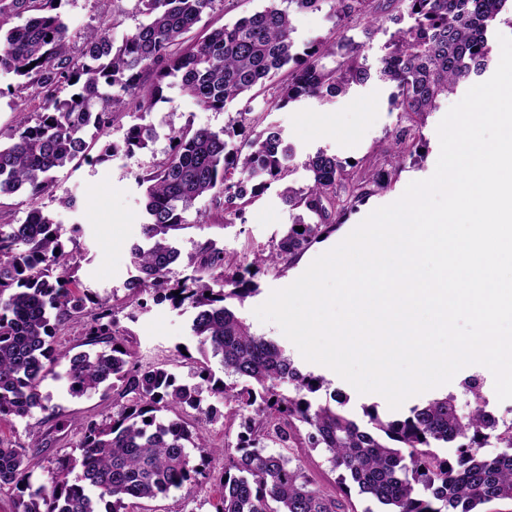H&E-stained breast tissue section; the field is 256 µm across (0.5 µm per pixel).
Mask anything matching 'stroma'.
I'll return each mask as SVG.
<instances>
[{
  "label": "stroma",
  "mask_w": 512,
  "mask_h": 512,
  "mask_svg": "<svg viewBox=\"0 0 512 512\" xmlns=\"http://www.w3.org/2000/svg\"><path fill=\"white\" fill-rule=\"evenodd\" d=\"M268 4L269 0H224L223 4L216 6L203 18L201 24L187 33L186 38L195 40L204 28L234 23ZM59 11L72 33H81L88 27L105 23L109 26L110 35L117 41L133 31L138 23L137 17L131 15L113 17L109 0H62ZM293 25L294 39L302 48L310 42L331 38L336 29V20L331 17L329 7L325 6L318 11L296 14ZM391 93L389 84L374 77L328 103L303 98L285 108L274 109L259 97L249 105L236 100L228 103L224 111L212 112L199 108L175 83L165 89V101L157 103L152 111L141 115L118 114L109 137L99 136L92 128L87 129L85 134L86 141L97 152L105 142H121L129 125H147L158 133L152 152L139 153L131 158L120 155L103 164L84 163L78 167L70 165L59 169L56 173L57 188L54 194L43 198L42 209L46 214L62 220L65 227L79 225L77 240L83 257L75 275L82 287L120 300L125 296L127 280L135 273L130 263L129 247L141 238L144 197L136 175L149 165L153 154L163 153L167 149L166 136L170 130L179 129L189 122L217 130L236 120L244 107H252L254 114L262 116L264 125L283 130L295 154L288 180L299 187L309 182V173L303 162L317 151H325L344 163L355 162L359 167L382 157L395 134L407 125L401 113L392 106ZM462 97L459 91L450 94L441 100L436 112L427 116L420 130L423 138L421 154L405 160L404 168L390 191L360 203H352L335 232L322 242L313 244L288 269L259 275L258 292L247 298L239 308L241 318L252 333L285 346L300 371L311 372L325 379L326 385L316 397L318 403L329 402L335 395L343 396L347 400V412L358 421L363 418L364 407L370 405L377 406L380 414H389L390 408L384 397L376 393H358L333 370L304 360L279 326L261 322L254 310L267 300L272 290L294 282L317 256L341 242L371 211L396 201L410 182L427 179L433 174L440 152L437 127L450 107ZM278 193V187L268 189L246 208L242 218L232 224L225 223L220 213L211 212L207 222L187 229L179 236L177 246L182 256H190L199 244L210 241L241 263L251 262L254 250L269 248L291 222L288 208ZM66 195L77 197V210L68 211L60 206V197ZM191 319V312L173 309L165 302L151 301L146 308L136 311L134 319H122L121 324L130 330L131 344L139 360L148 365L168 358L170 350L176 345L195 348L196 341L190 332ZM64 370V364L54 365L42 383L43 393L50 395L59 415L96 421L109 418L113 413L111 398L102 397L98 392L71 395L62 377ZM476 373L483 376L482 394L492 400L498 417L512 420V399L497 401L493 374L482 366L463 368L450 383L438 387V394H454L458 404H466L471 396L466 393L462 383ZM33 434L48 442L44 451L34 455L32 460V480L40 484L47 481L51 463L72 453L80 437L74 433H55L52 421L38 410L22 420L0 422V437L18 445H28L29 437ZM290 454L299 460L318 487L331 494L340 492L342 485L339 474L332 469L321 450L298 447L291 449ZM223 466V457H215L206 478L185 485L181 490L148 505H135L134 512H215L219 497L218 476Z\"/></svg>",
  "instance_id": "1"
}]
</instances>
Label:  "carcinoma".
I'll return each mask as SVG.
<instances>
[{"label":"carcinoma","instance_id":"1","mask_svg":"<svg viewBox=\"0 0 512 512\" xmlns=\"http://www.w3.org/2000/svg\"><path fill=\"white\" fill-rule=\"evenodd\" d=\"M132 2L144 21L121 43L100 25L80 35L75 54L56 0H0V73L20 79L24 100L42 102L40 112L19 104L9 143L0 145V197L24 195L29 205L22 223L0 224V420L24 419L38 409L56 418L55 432L81 435L79 454L59 459L48 483L36 488L25 448L0 439V489L18 492L16 512H128L130 500L166 497L205 475L219 451L224 470L216 512H354L348 489L327 494L293 462L288 449L297 444L322 449L341 470L342 482L386 512H476L481 504L512 502V421L486 410L476 380L469 382L474 403L465 412L449 393L398 419L373 406L361 426L341 397H332L334 407L314 403L324 379L302 373L278 343L253 334L235 307L258 292L261 270L287 267L334 231L345 209L339 190L358 199L392 188L400 165L419 154L421 136L410 131H419L441 98L488 69L487 29L509 11V0H332L336 23L355 20L367 39L385 21L397 25L377 76L394 86L393 104L411 129L395 136L387 164L369 166L355 178L336 157L319 151L304 162L310 183L296 188L287 182L293 149L278 128L254 129L250 111L218 131L186 124L169 135L164 157L137 175L146 213L142 241L129 249L137 275L115 304L109 296L76 291L80 228L64 229L38 201L53 192L57 170L74 162L103 163L120 151L132 157L150 149L157 133L133 124L123 146L110 142L93 157L84 139L87 127L106 136L117 113L151 111L164 100L170 78L215 112L267 91L277 109L302 98L332 99L370 78L363 45L344 36L297 50L292 15L319 10L327 0H272L189 45L185 35L217 0ZM396 3L407 4L413 23L406 29L399 27L402 15L393 12ZM16 18L24 23L13 24ZM327 57L334 58L331 68L322 63ZM235 136L241 137L237 145L230 141ZM274 184L293 215L268 251L244 266L206 242L189 257L191 273L175 272L177 236L206 217L196 207L199 199L209 198L230 224ZM147 292L157 303L191 310L200 357L183 354L178 345L172 357L192 361L193 381L180 382L166 362L138 364L128 331L118 327L117 314L132 318L133 310L146 307ZM89 307L97 313L83 323ZM74 325L83 326L88 344L110 345L70 356L65 373L73 395H112L117 411L102 422L57 417L41 390L47 365L55 361L56 336ZM214 360L228 380L215 377ZM206 393L223 400L224 410L204 404ZM170 409L176 417L159 416ZM221 417L219 449L206 426ZM491 438L504 451L485 457L480 448ZM454 442L455 457L439 454ZM270 444L282 451L266 452Z\"/></svg>","mask_w":512,"mask_h":512}]
</instances>
